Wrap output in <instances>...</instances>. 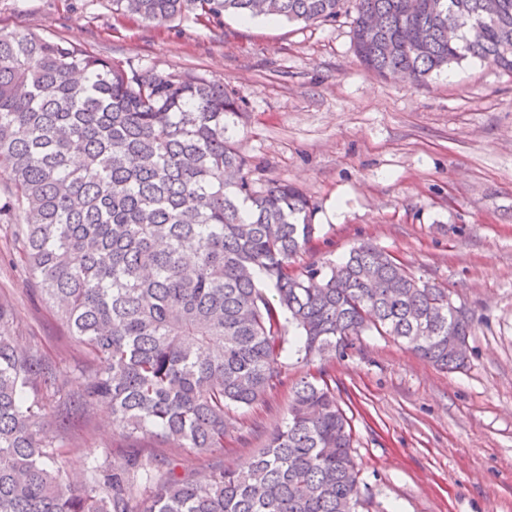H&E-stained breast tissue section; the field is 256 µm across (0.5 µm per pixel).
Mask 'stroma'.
<instances>
[{
    "instance_id": "stroma-1",
    "label": "stroma",
    "mask_w": 512,
    "mask_h": 512,
    "mask_svg": "<svg viewBox=\"0 0 512 512\" xmlns=\"http://www.w3.org/2000/svg\"><path fill=\"white\" fill-rule=\"evenodd\" d=\"M354 15L355 0H342L335 21L314 25L197 11L155 24L113 14L112 0H0V33L228 84L244 102L228 133L257 184L294 183L316 207L321 231L302 262L337 261L369 242L448 287L473 319L462 372L375 333L343 356L286 360L281 386L229 410L213 451L131 442L98 408L71 429L69 471H84L87 449L119 463L133 446L187 475L246 467L286 420L290 387L312 374L351 420L369 512H512V74L468 59L419 85L380 79L354 53ZM8 234L0 224V296L14 304L17 341H39L79 390L82 355L10 262Z\"/></svg>"
}]
</instances>
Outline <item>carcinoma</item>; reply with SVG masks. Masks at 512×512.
I'll list each match as a JSON object with an SVG mask.
<instances>
[{"label":"carcinoma","instance_id":"carcinoma-1","mask_svg":"<svg viewBox=\"0 0 512 512\" xmlns=\"http://www.w3.org/2000/svg\"><path fill=\"white\" fill-rule=\"evenodd\" d=\"M341 0H112L161 24L196 8L243 19L334 22ZM352 42L383 78L418 83L475 59L512 74V0H357ZM242 110L224 83L125 69L64 40L0 34V224L66 336L83 389L41 344L20 347L0 297V512H344L360 504L352 428L333 389L304 377L249 467L200 478L173 460L89 449L63 464L73 417L112 408L132 439L224 447L227 410L274 389L282 354L344 353L367 332L448 371L472 319L451 292L360 243L337 263L294 257L319 233L296 186L257 188L228 136ZM272 287L271 302L261 285ZM297 333L284 347L280 315Z\"/></svg>","mask_w":512,"mask_h":512}]
</instances>
